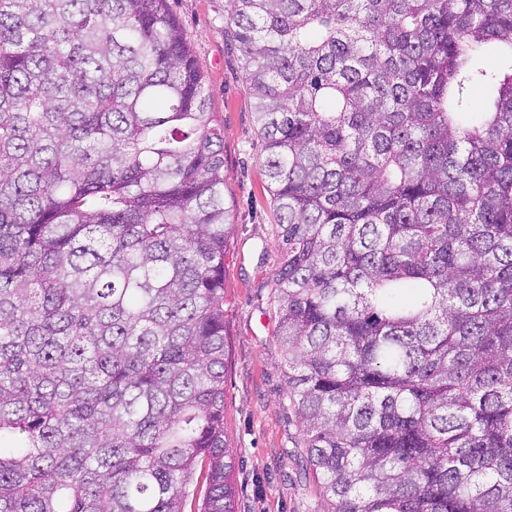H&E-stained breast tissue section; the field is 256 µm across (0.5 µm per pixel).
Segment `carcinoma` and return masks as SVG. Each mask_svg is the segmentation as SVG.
<instances>
[{
    "instance_id": "obj_1",
    "label": "carcinoma",
    "mask_w": 512,
    "mask_h": 512,
    "mask_svg": "<svg viewBox=\"0 0 512 512\" xmlns=\"http://www.w3.org/2000/svg\"><path fill=\"white\" fill-rule=\"evenodd\" d=\"M224 30L331 512H512V0H228ZM231 230L167 0H0V512H184L201 476L235 512Z\"/></svg>"
}]
</instances>
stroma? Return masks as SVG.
<instances>
[{
	"instance_id": "35a3bbf8",
	"label": "stroma",
	"mask_w": 512,
	"mask_h": 512,
	"mask_svg": "<svg viewBox=\"0 0 512 512\" xmlns=\"http://www.w3.org/2000/svg\"><path fill=\"white\" fill-rule=\"evenodd\" d=\"M227 0H167L205 75L224 131V436L234 456L235 512H329L306 466L290 406L286 353L275 336L274 288L282 247L265 152L240 51L224 36Z\"/></svg>"
}]
</instances>
